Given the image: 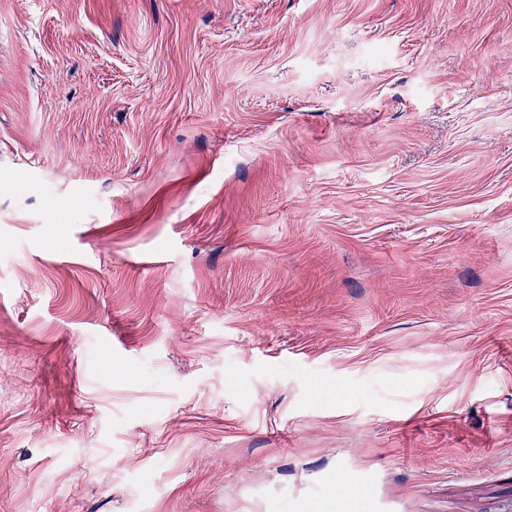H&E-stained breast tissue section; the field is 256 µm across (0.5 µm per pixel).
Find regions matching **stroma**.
I'll return each mask as SVG.
<instances>
[{"label": "stroma", "instance_id": "35a3bbf8", "mask_svg": "<svg viewBox=\"0 0 512 512\" xmlns=\"http://www.w3.org/2000/svg\"><path fill=\"white\" fill-rule=\"evenodd\" d=\"M0 512H512V0H0Z\"/></svg>", "mask_w": 512, "mask_h": 512}]
</instances>
